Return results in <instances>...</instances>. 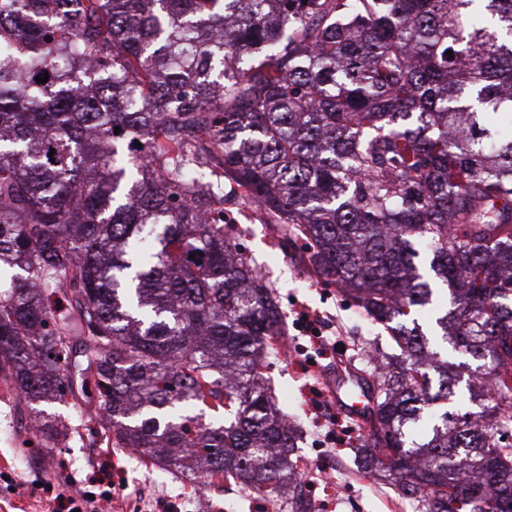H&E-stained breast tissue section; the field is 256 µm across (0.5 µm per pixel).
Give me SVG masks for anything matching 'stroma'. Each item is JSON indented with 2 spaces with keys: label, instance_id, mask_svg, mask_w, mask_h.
<instances>
[{
  "label": "stroma",
  "instance_id": "obj_1",
  "mask_svg": "<svg viewBox=\"0 0 512 512\" xmlns=\"http://www.w3.org/2000/svg\"><path fill=\"white\" fill-rule=\"evenodd\" d=\"M224 212L232 224L244 227V246L279 297L282 330L289 340L300 337L295 318L303 308L321 315L334 352L344 348L355 351L366 343L391 351L388 329L353 321L352 306L334 286L311 278L299 252L274 250L268 219L258 208L234 199L225 203ZM321 364L323 370L315 376H298L290 364L281 361L266 372L279 407L297 429L299 454L319 458L329 466L343 490L341 498L323 501L317 512H415L414 503L402 498L391 482L358 467L357 456L367 445L364 423L344 408L358 396L347 391L335 396L330 383L336 373L335 359L327 357ZM15 402L14 390L0 384V473L9 475L8 481H0V512H44L48 492L80 488L97 493L101 480L114 478L125 483L128 492L113 500L111 512H158L153 502L137 510L131 496L132 490L154 480L161 483L163 494L184 498L182 512H219L223 487L203 486L129 460L125 451L99 447L92 424L79 420L71 404L54 403L46 408L65 424L54 447L24 445L21 431L26 419L17 412Z\"/></svg>",
  "mask_w": 512,
  "mask_h": 512
}]
</instances>
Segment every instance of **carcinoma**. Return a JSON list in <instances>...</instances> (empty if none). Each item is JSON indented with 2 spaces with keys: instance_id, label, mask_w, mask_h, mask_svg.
<instances>
[{
  "instance_id": "1",
  "label": "carcinoma",
  "mask_w": 512,
  "mask_h": 512,
  "mask_svg": "<svg viewBox=\"0 0 512 512\" xmlns=\"http://www.w3.org/2000/svg\"><path fill=\"white\" fill-rule=\"evenodd\" d=\"M510 124L512 0H0V382L98 405L107 447L185 477L284 488L282 313L230 252L227 181L389 330L364 421L399 494L512 512ZM463 381L493 419L436 409Z\"/></svg>"
}]
</instances>
